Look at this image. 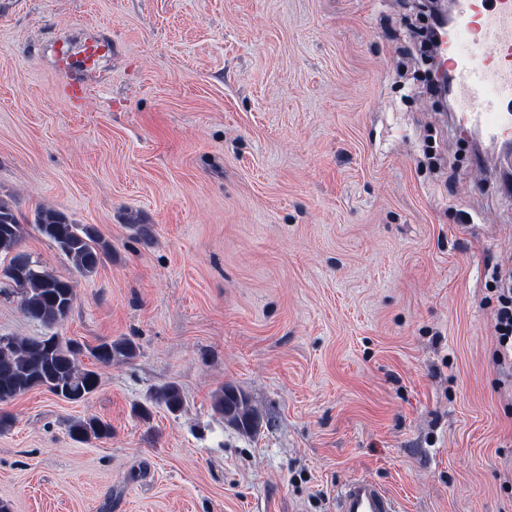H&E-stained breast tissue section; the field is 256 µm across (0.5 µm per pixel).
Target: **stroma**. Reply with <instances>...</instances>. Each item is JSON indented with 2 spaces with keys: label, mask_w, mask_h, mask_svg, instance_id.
I'll use <instances>...</instances> for the list:
<instances>
[{
  "label": "stroma",
  "mask_w": 512,
  "mask_h": 512,
  "mask_svg": "<svg viewBox=\"0 0 512 512\" xmlns=\"http://www.w3.org/2000/svg\"><path fill=\"white\" fill-rule=\"evenodd\" d=\"M425 20L418 0H0V197L112 246L82 278L26 225L74 306L51 329L0 295V336L76 339L87 366L138 346L84 401L0 403L9 512H335L359 476L400 512H512L490 278L512 194L400 76ZM172 382L176 412L152 399ZM227 385L256 434L215 411ZM90 416L111 438L71 439ZM61 73L62 77L65 78L64 90L69 101L77 106L83 105L90 96V85L74 79L68 67L61 69ZM92 357L101 365L112 362H124L133 359L137 354V345L129 338L121 337L101 341L90 351Z\"/></svg>",
  "instance_id": "obj_1"
}]
</instances>
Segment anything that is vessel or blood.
<instances>
[{
    "mask_svg": "<svg viewBox=\"0 0 512 512\" xmlns=\"http://www.w3.org/2000/svg\"><path fill=\"white\" fill-rule=\"evenodd\" d=\"M441 59L466 124L494 140L512 139V0H456L454 37ZM64 90L77 106L89 84L63 69ZM336 512H399L390 494L366 477L345 484Z\"/></svg>",
    "mask_w": 512,
    "mask_h": 512,
    "instance_id": "vessel-or-blood-1",
    "label": "vessel or blood"
}]
</instances>
